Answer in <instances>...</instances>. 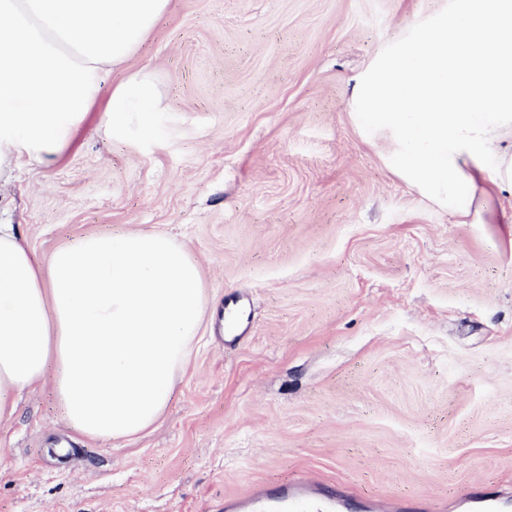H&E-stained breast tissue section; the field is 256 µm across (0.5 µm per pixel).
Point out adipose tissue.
I'll list each match as a JSON object with an SVG mask.
<instances>
[{
  "instance_id": "adipose-tissue-1",
  "label": "adipose tissue",
  "mask_w": 512,
  "mask_h": 512,
  "mask_svg": "<svg viewBox=\"0 0 512 512\" xmlns=\"http://www.w3.org/2000/svg\"><path fill=\"white\" fill-rule=\"evenodd\" d=\"M170 0H0V179L58 163L119 73L99 129L155 133V69L124 65ZM356 127L456 224H511L512 0H447L353 79ZM202 269L157 230L87 234L40 265L0 225V420L52 385L65 420L131 440L163 417L200 342Z\"/></svg>"
}]
</instances>
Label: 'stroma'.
Returning <instances> with one entry per match:
<instances>
[{
  "label": "stroma",
  "instance_id": "stroma-1",
  "mask_svg": "<svg viewBox=\"0 0 512 512\" xmlns=\"http://www.w3.org/2000/svg\"><path fill=\"white\" fill-rule=\"evenodd\" d=\"M445 0H171L128 65L168 106L150 139L84 131L0 182V224L41 264L79 237L158 229L210 306L166 414L81 436L50 389L0 421V512H219L302 476L397 512H512V226L455 224L353 125L352 78ZM251 314L232 344L224 298Z\"/></svg>",
  "mask_w": 512,
  "mask_h": 512
}]
</instances>
